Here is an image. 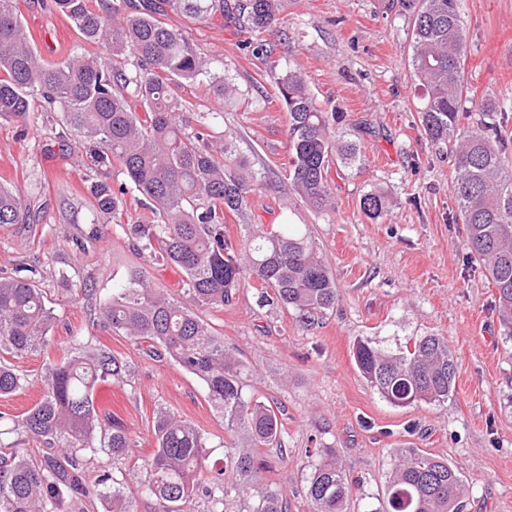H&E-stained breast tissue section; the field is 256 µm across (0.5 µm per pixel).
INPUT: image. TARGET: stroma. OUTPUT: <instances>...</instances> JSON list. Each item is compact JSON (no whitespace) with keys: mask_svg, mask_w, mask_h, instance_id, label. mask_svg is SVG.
Returning a JSON list of instances; mask_svg holds the SVG:
<instances>
[{"mask_svg":"<svg viewBox=\"0 0 512 512\" xmlns=\"http://www.w3.org/2000/svg\"><path fill=\"white\" fill-rule=\"evenodd\" d=\"M16 3L44 59L97 53L52 0ZM462 17L473 98L465 109L478 112L482 99L505 107L501 131L512 143V0H462ZM165 21L245 94L244 101L225 104L203 87L184 93L196 112H223L218 130L234 134L260 177L244 212L227 218V234L239 239L247 224L307 225L339 290L334 310L310 331L291 312L259 306L252 287L241 289L223 311L205 315L225 346L251 366L249 393L285 408L292 457L277 477L288 490L290 512H309L302 488L311 472L308 451L320 441L335 444L352 481L347 512L382 507L393 451L407 447L459 470L467 488L464 512H512V344L501 334L495 288L467 263L462 225L448 221L454 159L421 131V90L410 66L411 30L402 0H290L274 32L263 37L265 65L252 55L238 21L201 22L174 11ZM273 65L300 68L315 99L342 112L344 126L358 138L362 167L330 170L335 212L310 209L285 178L288 114L277 98ZM59 121V113H49L23 140L13 124H0V185L45 216L32 233L0 227V270L12 271L22 259H44V286L57 301L59 318L48 345L17 366L35 379L45 363L68 351L73 333L93 337L135 369L131 385L107 381L94 391L96 407L117 415L136 440L129 469L151 452L153 417L161 405L206 432L212 460L221 461L224 421L201 382L90 320L91 309L111 299L114 280L145 265L122 232L145 210L132 189L119 223H97L88 208L85 153L77 144H61ZM375 188L390 204L374 223L360 200ZM91 233L96 239L88 251H76L72 239ZM62 271L92 276L93 297L59 289ZM431 333L447 337L454 354V393L441 404L391 406L360 376L352 359L355 340L394 350Z\"/></svg>","mask_w":512,"mask_h":512,"instance_id":"35a3bbf8","label":"stroma"}]
</instances>
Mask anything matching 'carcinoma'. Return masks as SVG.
<instances>
[{
	"mask_svg": "<svg viewBox=\"0 0 512 512\" xmlns=\"http://www.w3.org/2000/svg\"><path fill=\"white\" fill-rule=\"evenodd\" d=\"M286 0H240L234 6L256 35L272 29ZM412 27L410 64L422 88L418 108L425 138L445 145L455 158L448 220L464 225L468 258L482 268L496 289L503 335L512 339V168L508 144L499 135L500 108L480 105L477 124L462 128L469 88L464 82L467 40L461 0H405ZM191 20L224 16V0H164ZM55 8L76 26L80 37L104 55L74 53L59 62L38 56L24 32L15 0H0V122L13 123L19 139L38 123L40 112L61 114V140L85 149L93 173L90 206L104 224L122 214L123 174L150 211L148 223L122 228L132 246L152 265L182 274L181 297L154 286L138 266L112 286L96 325L146 345L151 359L168 358L196 376L207 401L224 419V466L210 463V438L180 415L159 408L155 446L141 459L143 477L130 486L126 461L135 439L115 416L97 410L99 382L126 385L134 370L92 337L71 336L70 353L44 365L39 401L10 421L12 441L0 440V512H64L86 498L109 501L108 512H137V496L155 501L156 512H227L230 497L253 491L249 512H289L288 492L268 474L288 461L282 409L275 401L246 394L248 366L224 346L202 318L222 311L239 290L256 284L261 307L296 314L300 327L322 323L339 300L336 282L308 229L246 224L239 241L226 233L225 218L245 210L258 187L249 160L228 133L219 137L215 120L223 113L195 118L191 102L177 90L202 82L226 102L239 89L211 75L180 31L161 21L156 0H142V12H125L123 0H54ZM134 67L128 73L126 66ZM275 82L288 112L290 187L312 209L336 210L329 181L331 164L362 165L361 150L341 126L343 115L311 95L296 68ZM143 113H138L137 108ZM388 205L374 189L360 200L364 215L377 221ZM41 213L31 211L11 190L0 186V226L30 231ZM40 263L20 262L0 274V397L30 385L14 364L37 352L57 320L43 287ZM68 293L90 292L84 278L60 274ZM355 364L382 398L396 407L441 403L455 389L456 367L448 338L417 336L398 352L359 340ZM58 452L28 457V440ZM262 452L257 453L255 449ZM304 488L311 512H346L350 480L338 464L334 446L319 443ZM107 463L92 483L93 460ZM463 479L448 460L420 448H400L385 485L384 512H460Z\"/></svg>",
	"mask_w": 512,
	"mask_h": 512,
	"instance_id": "cac0c4a2",
	"label": "carcinoma"
}]
</instances>
